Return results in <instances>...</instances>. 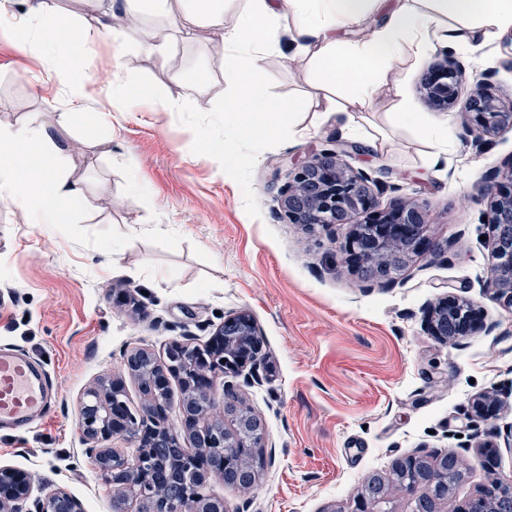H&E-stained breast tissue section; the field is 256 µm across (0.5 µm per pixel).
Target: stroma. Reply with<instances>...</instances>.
<instances>
[{
  "label": "stroma",
  "instance_id": "obj_1",
  "mask_svg": "<svg viewBox=\"0 0 512 512\" xmlns=\"http://www.w3.org/2000/svg\"><path fill=\"white\" fill-rule=\"evenodd\" d=\"M280 50L259 64L265 96L308 88L310 57L278 30ZM206 27L173 45L167 67L137 46L94 45L74 62L84 79L83 110L67 111L68 82L51 80V60L22 54L0 35V122L34 112L53 121L66 143L73 179L89 206L63 205L57 224H33L0 197V346L41 360L59 392L49 420L0 433V466L61 489L84 512H112V488L83 453L78 411L84 393L122 381L139 410L138 381L123 366L143 348L164 357L175 340L201 345L225 318L247 311L263 342L258 379L232 378L240 404L264 427L263 466L248 490L210 480L207 495L228 512H354L357 490L398 458L454 453L464 479L441 512H458L498 480L512 479V311L489 297L492 261L486 172L512 157V129L475 151L462 112L448 114V147L420 127L394 122L400 101L429 113L424 64L389 69L368 106H352L353 130L335 115H301L302 132L282 130L233 140L224 124V75ZM468 72L495 68L492 92L512 99V70L500 45L456 48ZM208 71L197 88L200 71ZM150 85L182 109L113 102L112 79ZM209 109L197 111L198 101ZM384 138L380 149L370 148ZM232 141L235 159L213 150ZM351 145L346 163L382 181L381 204L400 197L426 203L434 252L413 258L395 283L361 281L341 246L346 227L307 230L277 211L292 160L327 142ZM470 301L485 327L440 341L424 314L446 296ZM496 397L495 419L471 403Z\"/></svg>",
  "mask_w": 512,
  "mask_h": 512
}]
</instances>
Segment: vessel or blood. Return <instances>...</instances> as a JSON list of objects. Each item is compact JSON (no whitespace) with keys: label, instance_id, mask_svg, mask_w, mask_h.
Masks as SVG:
<instances>
[{"label":"vessel or blood","instance_id":"1","mask_svg":"<svg viewBox=\"0 0 512 512\" xmlns=\"http://www.w3.org/2000/svg\"><path fill=\"white\" fill-rule=\"evenodd\" d=\"M55 397L38 361L0 348V428L27 431L46 417Z\"/></svg>","mask_w":512,"mask_h":512}]
</instances>
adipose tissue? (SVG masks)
Segmentation results:
<instances>
[{"label": "adipose tissue", "mask_w": 512, "mask_h": 512, "mask_svg": "<svg viewBox=\"0 0 512 512\" xmlns=\"http://www.w3.org/2000/svg\"><path fill=\"white\" fill-rule=\"evenodd\" d=\"M13 0H0V32L11 35L20 50L47 40L56 59L72 61L100 38L129 42L167 63L171 41L157 29L137 23L113 28L111 22L87 28L71 14L54 10L49 0H27L23 16L12 12ZM159 14L172 35H190L208 26L219 38L226 94L224 119L236 138L271 136L296 127L302 113L322 109L348 115L349 105L368 104L387 67L398 60H424L433 45L453 49L489 45L512 27V0H159ZM238 20L226 26L229 9ZM373 18L370 37L346 43L338 31ZM292 20L297 48L310 55L314 76L302 95H259L255 75L263 57L276 50L274 30ZM345 77V100L337 102L335 86ZM39 112L22 123H0V196L27 205L39 224L59 221L63 203L85 201L82 187L68 171L66 146L48 132Z\"/></svg>", "instance_id": "obj_1"}]
</instances>
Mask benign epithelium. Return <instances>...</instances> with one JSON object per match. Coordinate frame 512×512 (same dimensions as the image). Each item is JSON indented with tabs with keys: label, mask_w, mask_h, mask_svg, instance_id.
Returning <instances> with one entry per match:
<instances>
[{
	"label": "benign epithelium",
	"mask_w": 512,
	"mask_h": 512,
	"mask_svg": "<svg viewBox=\"0 0 512 512\" xmlns=\"http://www.w3.org/2000/svg\"><path fill=\"white\" fill-rule=\"evenodd\" d=\"M490 75L483 72L472 78L473 91L464 110L463 125L467 132L479 140L490 141L501 130L512 127V101L506 103L488 89ZM467 81L466 68L451 54L433 62L424 72L420 91L424 101L439 112L452 110L461 86ZM347 146L337 143L324 147L304 161L293 164L291 179L279 192V208L290 224L333 225L353 224L346 236L344 251L347 260L364 279L386 284L395 278L415 255L436 250L435 242L427 235L430 224L426 205L397 200L387 208L379 207L378 195L382 184L371 176L353 170L343 160ZM486 194L491 198L488 224L493 236V263L489 270L487 288L492 298L501 306L512 310V158L492 173ZM363 213L366 220L352 223L353 215ZM431 335L441 341L464 339L479 327L473 305L460 298L449 296L427 313ZM236 337L234 350L212 359L213 369L237 373L242 368L256 367L261 351V340L252 317L242 311L224 320V325L210 342ZM189 345L180 341L171 343L165 351V360L153 378L154 386L168 384L171 376H182L193 362L187 351ZM212 372H206L198 384L192 386L193 397L213 398ZM112 395L90 389L81 405L92 406L82 421V433L93 446L85 453L100 461V471L105 482L118 489L115 462H128L100 447V443L118 434L134 430L120 400L122 386L110 385ZM221 413L224 415V438H214L204 443L197 437L206 435L214 413L184 414L182 430L194 448H259L263 438L260 420L252 415L241 417L237 393L223 388ZM236 481L254 483L256 461L248 464L238 459L228 462ZM463 465L454 454L442 456H409L396 459L387 473H371L357 494L355 512H375L387 497L390 482L412 472L419 475L417 483L406 486L401 492L412 496L413 512H439V505L448 500V470ZM480 499L489 504L488 512H512V480L494 484ZM0 512H83L82 503L63 490L50 495L25 473L8 466H0ZM189 512H224V501L207 496L189 508Z\"/></svg>",
	"instance_id": "obj_1"
}]
</instances>
